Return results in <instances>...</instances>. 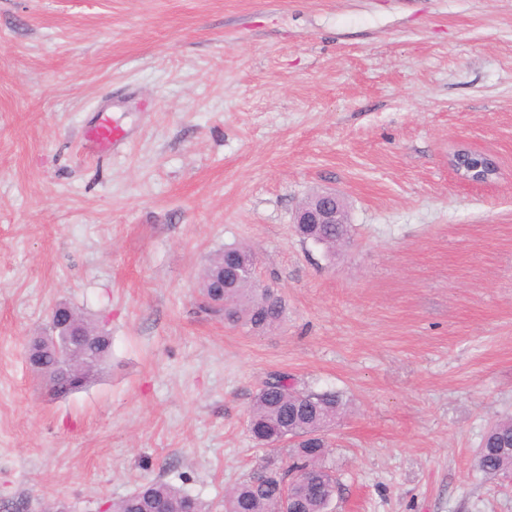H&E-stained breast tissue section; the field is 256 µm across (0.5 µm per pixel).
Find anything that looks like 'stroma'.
<instances>
[{"label":"stroma","instance_id":"stroma-1","mask_svg":"<svg viewBox=\"0 0 512 512\" xmlns=\"http://www.w3.org/2000/svg\"><path fill=\"white\" fill-rule=\"evenodd\" d=\"M127 132L101 157L85 131ZM465 144L500 168L461 182ZM332 189L329 254L296 211ZM245 246L264 331L198 306ZM112 336L50 396L59 302ZM340 392L335 512H512L475 452L512 416V0H0V512H107L155 478L222 512L270 375ZM231 256H233L236 261L241 258L250 261L249 266L254 264V256L246 247H227L222 251L212 254L203 268L199 283V293L209 307H212L210 300H213L217 294V287L221 280L224 279V268L229 267V259Z\"/></svg>","mask_w":512,"mask_h":512}]
</instances>
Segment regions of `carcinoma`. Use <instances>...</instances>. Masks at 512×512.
Wrapping results in <instances>:
<instances>
[{
  "instance_id": "1",
  "label": "carcinoma",
  "mask_w": 512,
  "mask_h": 512,
  "mask_svg": "<svg viewBox=\"0 0 512 512\" xmlns=\"http://www.w3.org/2000/svg\"><path fill=\"white\" fill-rule=\"evenodd\" d=\"M307 242L322 246L327 252L348 242L349 224H321L315 233L303 234ZM254 261L245 247H227L212 254L200 277L199 293L210 303L224 279L229 259ZM224 319L230 325L248 326L263 331L280 322L284 306L282 299L268 288L244 277L226 290ZM58 307L71 312L90 334V341L77 349L72 367L83 372L106 362L112 338L107 330L97 326L80 311L67 303ZM342 395L335 391L300 392L288 384V377L270 378L255 395L247 428L251 437L261 445L272 447L290 439L295 440L289 457L281 464L270 461L258 467L259 476L252 473L224 496V512H275L288 477L300 469L309 468L315 483L311 491L297 493L296 512H329L336 495V477L327 464L328 442L326 428L343 409ZM476 466L488 479L512 472V418L491 425L483 436L476 453ZM195 503L197 512H208L203 504L181 488L161 480H151L137 486L126 497L112 502V512H182L186 501Z\"/></svg>"
}]
</instances>
